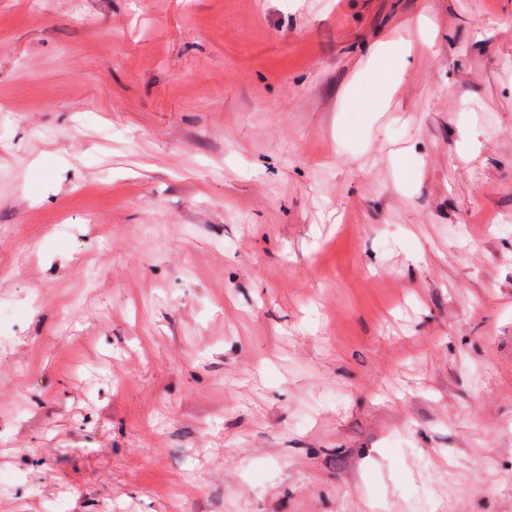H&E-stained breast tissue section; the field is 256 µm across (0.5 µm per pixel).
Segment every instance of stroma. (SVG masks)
Returning a JSON list of instances; mask_svg holds the SVG:
<instances>
[{"instance_id":"35a3bbf8","label":"stroma","mask_w":512,"mask_h":512,"mask_svg":"<svg viewBox=\"0 0 512 512\" xmlns=\"http://www.w3.org/2000/svg\"><path fill=\"white\" fill-rule=\"evenodd\" d=\"M0 512H512V0H0Z\"/></svg>"}]
</instances>
